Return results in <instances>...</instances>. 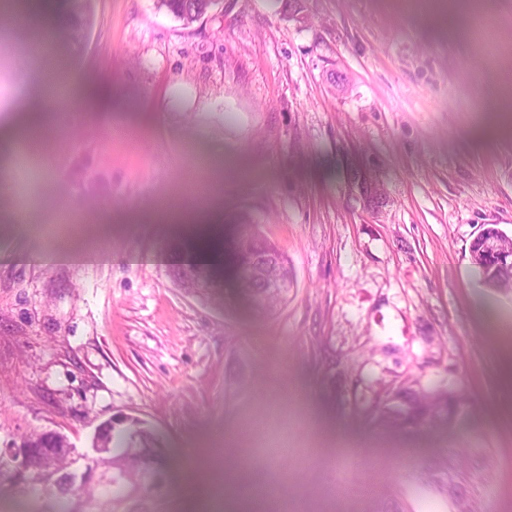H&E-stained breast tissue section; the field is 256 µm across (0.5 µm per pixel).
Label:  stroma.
I'll return each mask as SVG.
<instances>
[{
	"instance_id": "35a3bbf8",
	"label": "stroma",
	"mask_w": 512,
	"mask_h": 512,
	"mask_svg": "<svg viewBox=\"0 0 512 512\" xmlns=\"http://www.w3.org/2000/svg\"><path fill=\"white\" fill-rule=\"evenodd\" d=\"M218 0L191 26L153 0H92L55 44L69 108L47 170L0 163V448L137 418L163 450L153 512H193L211 448L237 496L301 512H454L437 465L465 460L482 512H512V292L485 288L470 245L512 236V0ZM8 19L0 139L30 106L39 55ZM342 73L346 93L332 91ZM205 213L233 241L256 224L292 268L288 299L254 308L234 264L212 288L172 277ZM462 396L454 420L392 428L397 387ZM52 494L0 486V512ZM65 28L72 35H83L91 24V0H69Z\"/></svg>"
}]
</instances>
